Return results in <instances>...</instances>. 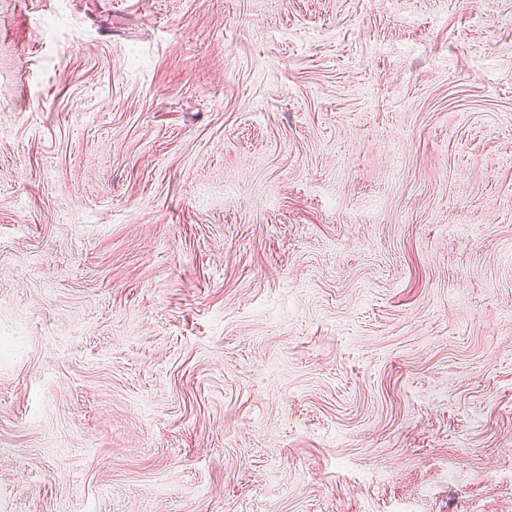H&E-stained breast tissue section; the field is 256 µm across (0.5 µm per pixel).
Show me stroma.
I'll list each match as a JSON object with an SVG mask.
<instances>
[{
    "instance_id": "obj_1",
    "label": "stroma",
    "mask_w": 512,
    "mask_h": 512,
    "mask_svg": "<svg viewBox=\"0 0 512 512\" xmlns=\"http://www.w3.org/2000/svg\"><path fill=\"white\" fill-rule=\"evenodd\" d=\"M0 512H512V0H0Z\"/></svg>"
}]
</instances>
